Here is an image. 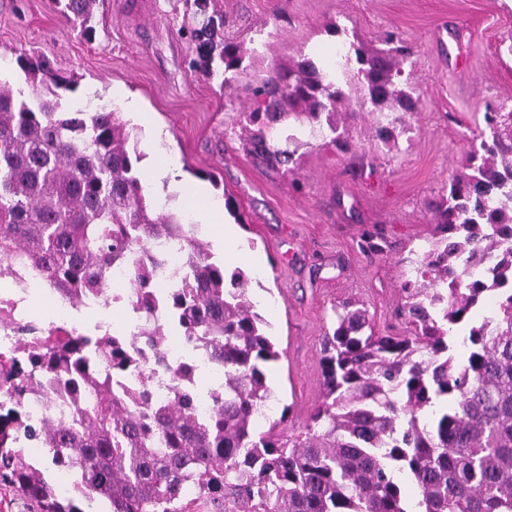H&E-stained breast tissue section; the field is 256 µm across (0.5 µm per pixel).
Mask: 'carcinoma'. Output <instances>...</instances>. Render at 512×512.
Masks as SVG:
<instances>
[{
    "mask_svg": "<svg viewBox=\"0 0 512 512\" xmlns=\"http://www.w3.org/2000/svg\"><path fill=\"white\" fill-rule=\"evenodd\" d=\"M95 3H65L86 35ZM195 41L196 71L210 80L214 26L195 29ZM381 41L387 48L371 52L349 45L329 70L303 56L250 84L252 161L290 173V146L322 133L323 117L331 143L344 145L333 118L353 111L345 86L354 62L359 106L373 108L379 138L395 140L421 100L402 80L411 47L390 31ZM245 55L226 39L219 60L237 71ZM15 62L27 90L0 84V274L20 256L77 302L85 290L106 292L109 262L125 263L141 342L157 352L175 329L222 365L224 383L209 391L201 417L189 365L168 366L170 393L155 402L152 365L130 354L126 337L104 340L92 365L77 340L48 338L24 358L33 368L51 361L80 391L71 419L50 416L27 436L43 437L46 463L75 470V494L59 499L45 463L2 425L1 482L39 512H84L79 503L96 501L108 512H181L192 490L224 502V512H512V112L486 113L489 133L434 210L440 236L411 251L413 278L397 309L410 335L379 334L353 302L336 307L311 424L298 436L258 435L254 417L273 398L265 365L280 353L250 299V278L213 260L191 213L147 199L120 109L67 105L71 80L48 59L21 53ZM157 239L183 253L167 288L155 287ZM359 248L382 255L389 244L369 231ZM490 295L494 314L473 321ZM400 474L417 486L415 499L403 496Z\"/></svg>",
    "mask_w": 512,
    "mask_h": 512,
    "instance_id": "cac0c4a2",
    "label": "carcinoma"
}]
</instances>
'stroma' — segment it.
Segmentation results:
<instances>
[{
	"label": "stroma",
	"instance_id": "1",
	"mask_svg": "<svg viewBox=\"0 0 512 512\" xmlns=\"http://www.w3.org/2000/svg\"><path fill=\"white\" fill-rule=\"evenodd\" d=\"M64 9L63 0H0V80L17 84L15 56L26 52L74 80L68 99H136L139 168L163 148L177 162L150 195L179 207L183 186L197 182L212 200L232 202L239 251L263 258L246 267L250 296L281 353L266 367L276 399L259 429L280 420L284 432H304L322 397L321 340L336 305L357 300L378 329L403 332L395 311L405 259L432 239V207L478 147L485 112L512 111V0H208L203 14L195 0H99L89 38ZM206 17L219 37L265 44L228 89L190 67L189 31ZM386 31L412 47L403 78L421 99L397 146L377 138L376 116L363 107L336 117L348 150L314 140L289 174L256 166L239 123L252 74L343 41L375 49ZM461 53L470 70L455 67ZM373 227L391 242L387 254L360 251Z\"/></svg>",
	"mask_w": 512,
	"mask_h": 512
}]
</instances>
